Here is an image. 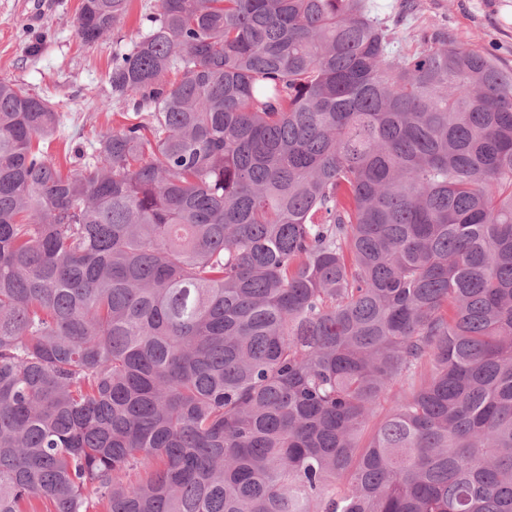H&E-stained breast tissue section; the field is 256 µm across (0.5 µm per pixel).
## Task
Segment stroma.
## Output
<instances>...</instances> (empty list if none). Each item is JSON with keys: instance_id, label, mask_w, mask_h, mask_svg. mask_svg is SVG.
I'll use <instances>...</instances> for the list:
<instances>
[{"instance_id": "stroma-1", "label": "stroma", "mask_w": 512, "mask_h": 512, "mask_svg": "<svg viewBox=\"0 0 512 512\" xmlns=\"http://www.w3.org/2000/svg\"><path fill=\"white\" fill-rule=\"evenodd\" d=\"M81 0H0V80L19 84L60 106L63 127L51 153L77 169V147L111 130L125 104L112 101L106 73L115 38L82 43L74 19ZM444 28L463 47L512 72V0H416L396 28L394 47L416 48L419 28Z\"/></svg>"}]
</instances>
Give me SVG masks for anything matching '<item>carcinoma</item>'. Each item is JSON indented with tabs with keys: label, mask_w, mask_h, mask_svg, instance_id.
I'll list each match as a JSON object with an SVG mask.
<instances>
[{
	"label": "carcinoma",
	"mask_w": 512,
	"mask_h": 512,
	"mask_svg": "<svg viewBox=\"0 0 512 512\" xmlns=\"http://www.w3.org/2000/svg\"><path fill=\"white\" fill-rule=\"evenodd\" d=\"M394 39L159 0L76 172L0 80V512H512V74Z\"/></svg>",
	"instance_id": "carcinoma-1"
}]
</instances>
